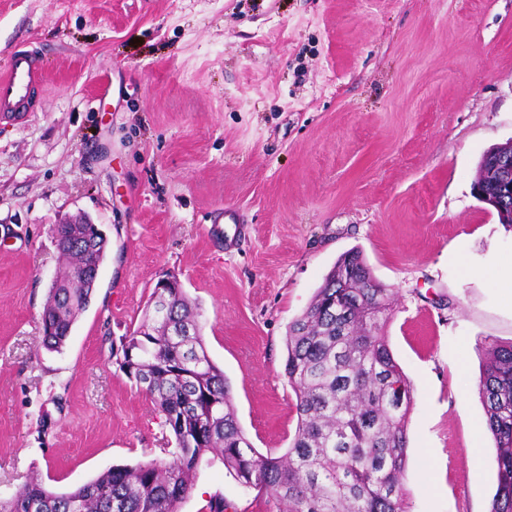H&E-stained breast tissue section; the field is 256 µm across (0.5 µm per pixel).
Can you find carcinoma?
I'll return each instance as SVG.
<instances>
[{
  "label": "carcinoma",
  "instance_id": "1",
  "mask_svg": "<svg viewBox=\"0 0 512 512\" xmlns=\"http://www.w3.org/2000/svg\"><path fill=\"white\" fill-rule=\"evenodd\" d=\"M69 266L44 305L42 345L59 352L95 290L109 240L98 224L57 228ZM390 294L363 256L341 257L288 327L285 376L297 428L287 451L260 454L239 425L230 386L204 346L201 313L184 288L152 292L145 317L112 344V364L134 381L174 437L135 466H114L69 492L33 477L0 512H178L204 463L216 460L278 512H407L404 477L412 387L383 322ZM478 383L497 447L490 512H512V343L483 346Z\"/></svg>",
  "mask_w": 512,
  "mask_h": 512
}]
</instances>
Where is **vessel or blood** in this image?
Returning a JSON list of instances; mask_svg holds the SVG:
<instances>
[{"label": "vessel or blood", "instance_id": "1", "mask_svg": "<svg viewBox=\"0 0 512 512\" xmlns=\"http://www.w3.org/2000/svg\"><path fill=\"white\" fill-rule=\"evenodd\" d=\"M45 74L35 52L22 51L10 71L0 76V115H24L33 106L36 91L42 87Z\"/></svg>", "mask_w": 512, "mask_h": 512}]
</instances>
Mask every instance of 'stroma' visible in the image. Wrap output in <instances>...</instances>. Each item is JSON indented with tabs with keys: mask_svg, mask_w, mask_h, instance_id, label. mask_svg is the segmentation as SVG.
<instances>
[{
	"mask_svg": "<svg viewBox=\"0 0 512 512\" xmlns=\"http://www.w3.org/2000/svg\"><path fill=\"white\" fill-rule=\"evenodd\" d=\"M20 50L46 82L34 111L0 123L1 500L33 476L65 492L160 457L171 432L110 340L171 276L200 307L246 437L283 454L288 327L357 249L390 290L384 334L413 388L408 512H489L477 385L483 345L512 341L489 272L512 262V224L472 184L512 139V0H0V74ZM220 208L236 212L234 241L211 221ZM79 214L110 246L49 351L53 226ZM217 494L277 512L218 461L179 512Z\"/></svg>",
	"mask_w": 512,
	"mask_h": 512,
	"instance_id": "1",
	"label": "stroma"
}]
</instances>
